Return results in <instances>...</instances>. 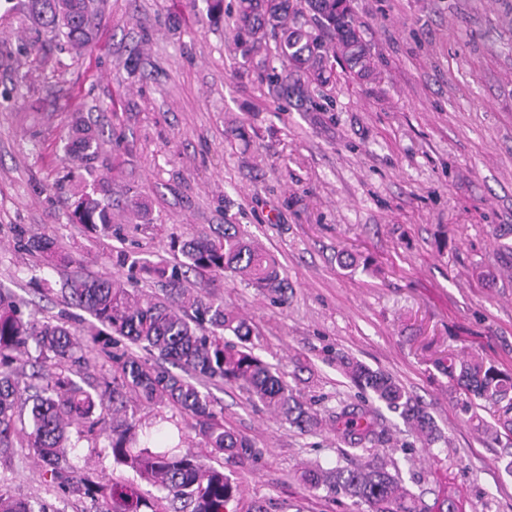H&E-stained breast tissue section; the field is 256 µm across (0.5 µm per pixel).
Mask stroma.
<instances>
[{"label":"stroma","instance_id":"35a3bbf8","mask_svg":"<svg viewBox=\"0 0 512 512\" xmlns=\"http://www.w3.org/2000/svg\"><path fill=\"white\" fill-rule=\"evenodd\" d=\"M374 73L335 60L309 85L315 107L272 92L262 58L236 40L238 0H102L81 51L0 10V289L24 316L74 326L90 317L61 288L76 275L129 277L113 251L168 261L183 242L237 224L276 256L288 301L221 273L189 272L191 292L223 300L256 330L255 352L319 416L360 403L348 358L389 373L434 419L423 447L378 406L386 443L350 451L329 426L301 432L234 385L212 387L224 423L256 446L231 460L190 436L184 453L223 468L237 512H366L312 490L309 469L378 456L426 501L454 494L462 512H512V447L494 440L491 411L474 417L442 369L475 360L512 376V0H353ZM49 56L48 66L38 59ZM101 136L86 163L65 145L74 117ZM111 205L112 228L70 220L75 182ZM54 241L72 265L46 267L26 244ZM76 469L130 479L105 438L70 450ZM28 449L0 448V479L49 512H92L38 476Z\"/></svg>","mask_w":512,"mask_h":512}]
</instances>
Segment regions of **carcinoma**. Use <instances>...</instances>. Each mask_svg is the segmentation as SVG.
Instances as JSON below:
<instances>
[{
  "instance_id": "1",
  "label": "carcinoma",
  "mask_w": 512,
  "mask_h": 512,
  "mask_svg": "<svg viewBox=\"0 0 512 512\" xmlns=\"http://www.w3.org/2000/svg\"><path fill=\"white\" fill-rule=\"evenodd\" d=\"M317 31L305 29L302 3L296 0H239L235 27L242 55L249 57L268 37L278 39L281 60L291 72L272 69L265 80L279 94L305 93L304 87L329 81L330 58L352 47L345 56L351 70L364 76L370 55L360 36L349 0H307ZM22 11L50 39H65L71 46L89 41L100 8L94 0H21ZM72 153L89 159L100 139L81 121L72 130ZM72 219L103 232L111 228L108 206L89 192H75ZM41 253L46 264L64 260L53 242L27 243ZM182 258L152 262L116 252L112 263L131 274L144 273L165 286L166 298L142 295L109 276L74 277L64 291L71 304L95 323L83 333L69 324V317L40 322L23 316L12 295L0 291V448L12 447L19 423H28L25 447L41 461L39 477L45 485L67 496L86 499L94 512H229L238 487L224 470L201 464L180 452L163 433L166 413L180 417L204 440L206 447L232 459L244 460L255 449L246 436L224 426V412L215 409L208 387L236 384L248 391L271 414L300 430L319 428L323 420L305 407L276 369L255 354L249 321L224 307V301L193 295L182 288L186 273L228 272L275 300L285 301L284 278L276 258L263 251L235 225H224L215 238L199 236L186 241ZM235 340L229 341L227 337ZM111 364L112 378L78 383L51 372L53 368L82 366L90 356ZM33 368L27 373L22 361ZM178 367L172 372L166 364ZM351 381L389 410L427 445L441 439L433 418L388 374L357 362L344 363ZM449 374L457 375L474 400L472 412L482 402L501 411L499 423L512 435V376L467 360L448 361ZM135 399L155 409L146 424L128 410ZM112 404V422L94 418L97 407ZM337 440L351 450L380 441L374 408L344 404L329 417ZM76 440H71V434ZM107 435L113 463L132 471L165 496L146 499L133 481H112L91 470L78 471L67 460V449L89 435ZM304 479L313 490L357 499L368 512H458L448 494L428 505L408 491L379 458L344 468L309 470ZM0 512H47L12 495L0 483Z\"/></svg>"
}]
</instances>
